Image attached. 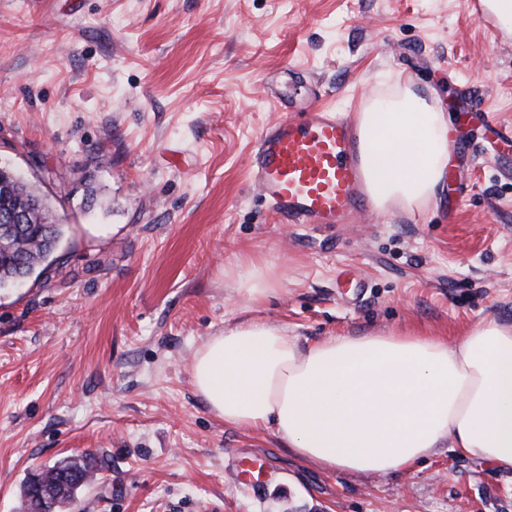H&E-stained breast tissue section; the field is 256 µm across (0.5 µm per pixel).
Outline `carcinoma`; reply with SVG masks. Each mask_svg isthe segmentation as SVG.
<instances>
[{
    "label": "carcinoma",
    "instance_id": "cac0c4a2",
    "mask_svg": "<svg viewBox=\"0 0 512 512\" xmlns=\"http://www.w3.org/2000/svg\"><path fill=\"white\" fill-rule=\"evenodd\" d=\"M20 206L28 210L30 223L15 227H0V241L8 247H0V286L32 273L52 253L62 236L63 225L57 223V216L50 205L39 200V194L30 186L0 182V212ZM95 468L93 454L66 458L50 469H35L29 473L32 480L23 484L22 495L26 512L31 508L30 491L43 484L55 496L56 509L70 504L78 492L88 485Z\"/></svg>",
    "mask_w": 512,
    "mask_h": 512
}]
</instances>
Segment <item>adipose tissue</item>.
Segmentation results:
<instances>
[{"label": "adipose tissue", "mask_w": 512, "mask_h": 512, "mask_svg": "<svg viewBox=\"0 0 512 512\" xmlns=\"http://www.w3.org/2000/svg\"><path fill=\"white\" fill-rule=\"evenodd\" d=\"M443 113L396 81L355 117L371 204L433 201L448 162ZM252 305L277 278L251 258L230 271ZM192 385L225 424L270 430L297 456L336 471L386 474L440 448L512 470V323L484 318L454 344L413 334L329 336L301 344L246 320L196 349Z\"/></svg>", "instance_id": "ef3b65f1"}]
</instances>
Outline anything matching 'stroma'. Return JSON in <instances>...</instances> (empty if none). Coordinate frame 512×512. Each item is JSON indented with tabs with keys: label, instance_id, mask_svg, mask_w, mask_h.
<instances>
[{
	"label": "stroma",
	"instance_id": "1",
	"mask_svg": "<svg viewBox=\"0 0 512 512\" xmlns=\"http://www.w3.org/2000/svg\"><path fill=\"white\" fill-rule=\"evenodd\" d=\"M399 78L469 147L437 199L279 223L252 182L262 128L313 97L356 114ZM502 129L512 34L464 0H0V162L64 226L0 288V512H22L31 469L86 452L100 470L66 512H512L511 471L445 449L330 471L224 424L191 383L201 342L250 318L303 344L512 323ZM245 254L279 276L256 308L224 274Z\"/></svg>",
	"mask_w": 512,
	"mask_h": 512
}]
</instances>
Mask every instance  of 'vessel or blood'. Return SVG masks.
<instances>
[{"label": "vessel or blood", "mask_w": 512, "mask_h": 512, "mask_svg": "<svg viewBox=\"0 0 512 512\" xmlns=\"http://www.w3.org/2000/svg\"><path fill=\"white\" fill-rule=\"evenodd\" d=\"M251 167L260 196L284 223L332 227L368 210L353 130L336 111L315 105L267 126Z\"/></svg>", "instance_id": "b4317fda"}]
</instances>
